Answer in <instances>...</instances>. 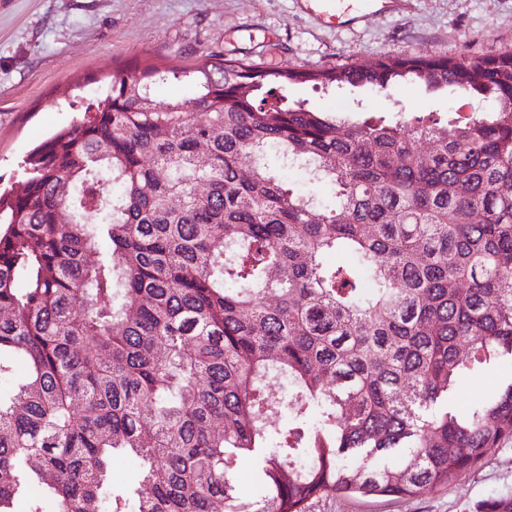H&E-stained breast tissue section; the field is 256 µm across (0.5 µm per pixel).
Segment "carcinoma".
<instances>
[{
    "mask_svg": "<svg viewBox=\"0 0 512 512\" xmlns=\"http://www.w3.org/2000/svg\"><path fill=\"white\" fill-rule=\"evenodd\" d=\"M124 70L0 189V512L413 497L512 437V376L445 405L512 364V53ZM172 80L195 97L158 105ZM408 80L493 107L352 119L288 99ZM118 454L147 495L112 486ZM496 376L483 379L469 380L461 384L458 391L451 397L450 405L456 410H465L470 404L481 399L489 392L495 383Z\"/></svg>",
    "mask_w": 512,
    "mask_h": 512,
    "instance_id": "obj_1",
    "label": "carcinoma"
}]
</instances>
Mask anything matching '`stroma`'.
Masks as SVG:
<instances>
[{"instance_id":"obj_1","label":"stroma","mask_w":512,"mask_h":512,"mask_svg":"<svg viewBox=\"0 0 512 512\" xmlns=\"http://www.w3.org/2000/svg\"><path fill=\"white\" fill-rule=\"evenodd\" d=\"M213 51L283 70L369 67L387 55H497L512 51V0H402L394 12L335 29L319 27L299 0H0V178L17 181L31 149L81 121L126 58L184 67ZM288 97L346 114L457 106L456 94L411 82L388 95L303 84ZM502 497H512V438L448 486L412 498L321 497L306 512H477Z\"/></svg>"}]
</instances>
